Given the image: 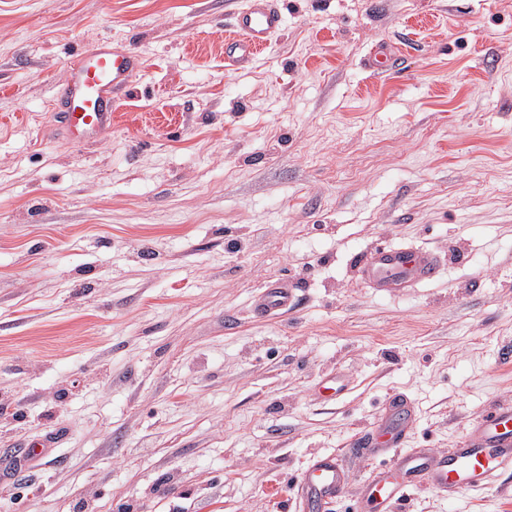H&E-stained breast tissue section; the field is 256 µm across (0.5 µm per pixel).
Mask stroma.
<instances>
[{
	"label": "stroma",
	"instance_id": "stroma-1",
	"mask_svg": "<svg viewBox=\"0 0 512 512\" xmlns=\"http://www.w3.org/2000/svg\"><path fill=\"white\" fill-rule=\"evenodd\" d=\"M244 3L0 0V512H296L329 454L351 501L390 394L433 452L512 404V0H282L230 69ZM105 40L144 67L74 143L53 93ZM383 243L446 268L382 296ZM279 278L299 305L255 317ZM398 512H512V473ZM280 0H247L233 15V35L224 39V62L243 67L270 42L283 26Z\"/></svg>",
	"mask_w": 512,
	"mask_h": 512
}]
</instances>
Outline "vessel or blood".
I'll return each mask as SVG.
<instances>
[{
    "label": "vessel or blood",
    "instance_id": "b4317fda",
    "mask_svg": "<svg viewBox=\"0 0 512 512\" xmlns=\"http://www.w3.org/2000/svg\"><path fill=\"white\" fill-rule=\"evenodd\" d=\"M280 0H246L233 15V33L224 40V61L243 67L270 42L283 26ZM143 66L134 52L102 43L78 58L68 80L53 97L55 116L69 140L93 142L112 126V105L126 95ZM361 280L376 292L397 296L407 289L433 281L444 269L431 251L398 245H379L356 261ZM299 301L294 284L275 280L255 298L257 316L275 319L294 309ZM412 425L407 400L391 395L377 422L356 434L348 451L365 456H385L372 467L354 512H397L411 492L426 488L444 497L486 489L512 471V405H493L448 450L433 454L405 445ZM351 474L333 455L316 457L304 477L294 485L300 512H330L344 497Z\"/></svg>",
    "mask_w": 512,
    "mask_h": 512
}]
</instances>
